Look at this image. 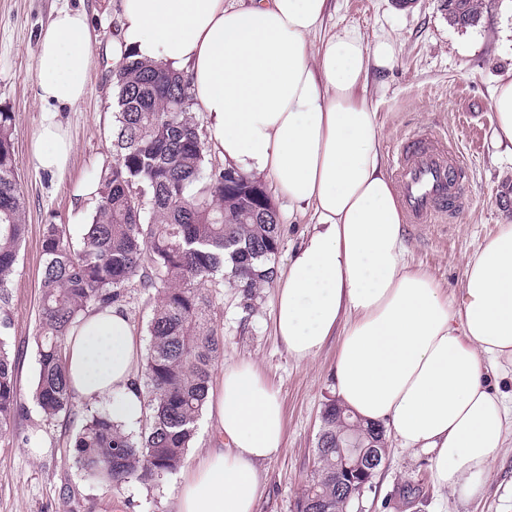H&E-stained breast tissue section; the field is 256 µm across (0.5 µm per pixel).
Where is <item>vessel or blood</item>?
I'll return each mask as SVG.
<instances>
[{
  "label": "vessel or blood",
  "mask_w": 512,
  "mask_h": 512,
  "mask_svg": "<svg viewBox=\"0 0 512 512\" xmlns=\"http://www.w3.org/2000/svg\"><path fill=\"white\" fill-rule=\"evenodd\" d=\"M392 180L411 224H449L463 205L466 167L441 135L414 130L392 152Z\"/></svg>",
  "instance_id": "vessel-or-blood-1"
}]
</instances>
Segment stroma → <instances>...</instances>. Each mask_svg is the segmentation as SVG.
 <instances>
[{
    "label": "stroma",
    "mask_w": 512,
    "mask_h": 512,
    "mask_svg": "<svg viewBox=\"0 0 512 512\" xmlns=\"http://www.w3.org/2000/svg\"><path fill=\"white\" fill-rule=\"evenodd\" d=\"M80 8L92 31V67L87 92L75 106L61 109L74 151L63 174L39 170L33 155L42 120L37 99L36 56L40 32L62 7ZM119 0H0V109L14 115L13 138L29 230L10 285L12 325L8 331L16 358L17 385L26 413L0 432V512H176L180 484L209 448L217 430L202 416L180 468L149 481L113 487L88 479L73 462L75 424L47 422L32 399L38 373L35 336L42 277V227L65 225L79 242L95 199L85 188L113 161L115 91L112 45L119 31ZM349 27L367 43L389 39L395 45L393 68L371 71L358 95L378 115L379 150L390 158L394 143L412 129L437 130L460 151L469 168L465 205L453 224H408L405 258L449 294L460 295L464 261L493 236L512 209V156L492 143L496 116L492 98L502 77L512 74V0H482L476 26L449 23L440 0H329L321 27L307 36L310 51L328 36ZM262 183L283 224L277 268L311 232L310 216L289 203L270 176ZM211 314L224 334V354L214 374L225 367L254 364L282 402V451L261 468L257 512H294L295 502L315 469V448L325 403L333 396L337 338H329L312 360L296 362L273 332L275 286L258 289L244 303L238 289H212ZM154 290L127 289L120 309L134 324L140 343H148ZM361 512H512V430L479 494L468 501L438 489L431 481L426 454L390 443L386 462L359 503Z\"/></svg>",
    "instance_id": "35a3bbf8"
}]
</instances>
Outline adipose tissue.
Listing matches in <instances>:
<instances>
[{"instance_id":"adipose-tissue-1","label":"adipose tissue","mask_w":512,"mask_h":512,"mask_svg":"<svg viewBox=\"0 0 512 512\" xmlns=\"http://www.w3.org/2000/svg\"><path fill=\"white\" fill-rule=\"evenodd\" d=\"M327 0H121L116 56L162 62L191 78L209 137L245 174H269L312 213V232L277 275L273 330L290 357H315L339 336L336 398L429 455L434 483L475 496L504 446L512 405L489 367L512 365V220L465 264L461 300L445 297L404 257V215L378 148L377 115L357 95L370 68H392L391 41L332 33L306 38ZM91 34L79 10H57L36 57L47 110L34 157L62 172L73 144L54 110L86 94ZM134 326L119 308L94 310L68 340L77 397L113 394L112 418L145 413L133 384ZM207 405L227 447L208 451L181 485L176 512H256L259 467L282 450L276 392L249 363L225 368Z\"/></svg>"}]
</instances>
